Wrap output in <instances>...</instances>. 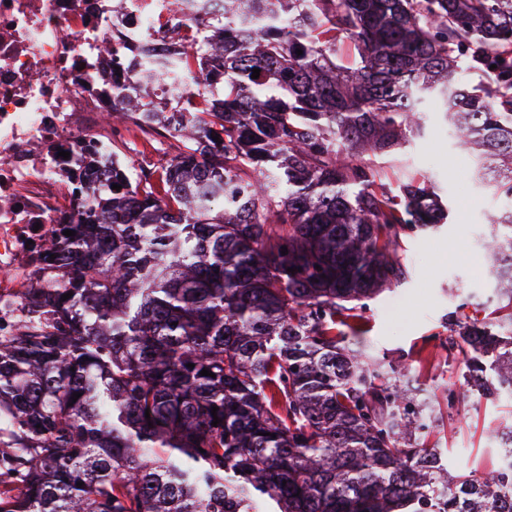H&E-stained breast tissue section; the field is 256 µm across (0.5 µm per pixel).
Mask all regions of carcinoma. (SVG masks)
I'll list each match as a JSON object with an SVG mask.
<instances>
[{
  "label": "carcinoma",
  "instance_id": "cac0c4a2",
  "mask_svg": "<svg viewBox=\"0 0 512 512\" xmlns=\"http://www.w3.org/2000/svg\"><path fill=\"white\" fill-rule=\"evenodd\" d=\"M149 65L208 90L137 92L178 114L183 149L135 173L112 152L3 302L0 512H512V424L497 468L451 476L414 381L336 336L404 277L401 232L447 219L425 175L393 190L356 157L442 112L504 201L488 251L510 285L450 319L448 350L471 388L512 396V0H224L195 49ZM172 87L175 90H170L167 96L175 95L184 99L188 97L198 99L205 94L204 83L195 72L184 73L181 81Z\"/></svg>",
  "mask_w": 512,
  "mask_h": 512
}]
</instances>
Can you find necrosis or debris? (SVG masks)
Wrapping results in <instances>:
<instances>
[{"label":"necrosis or debris","mask_w":512,"mask_h":512,"mask_svg":"<svg viewBox=\"0 0 512 512\" xmlns=\"http://www.w3.org/2000/svg\"><path fill=\"white\" fill-rule=\"evenodd\" d=\"M221 0H0V293L18 260L88 202L85 162L106 161L117 129L112 39L189 51Z\"/></svg>","instance_id":"4bbe7bcc"}]
</instances>
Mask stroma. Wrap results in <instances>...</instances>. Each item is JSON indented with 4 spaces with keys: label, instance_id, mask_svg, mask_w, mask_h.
Returning a JSON list of instances; mask_svg holds the SVG:
<instances>
[{
    "label": "stroma",
    "instance_id": "stroma-1",
    "mask_svg": "<svg viewBox=\"0 0 512 512\" xmlns=\"http://www.w3.org/2000/svg\"><path fill=\"white\" fill-rule=\"evenodd\" d=\"M116 149L133 156L137 166L156 169L178 153L179 144L150 143L136 134ZM404 159L432 180L450 218L439 231L401 236L396 253L404 280L367 301L359 319L343 327L344 340L407 370L426 361L420 382L441 409L429 446L440 449L449 471H485L501 460L503 451L490 434L512 423V399L487 400L467 386L463 355L448 349V322L462 305L486 302L498 292L483 241L501 201L473 178L472 159L458 149L440 113H428L424 137L413 140Z\"/></svg>",
    "mask_w": 512,
    "mask_h": 512
}]
</instances>
